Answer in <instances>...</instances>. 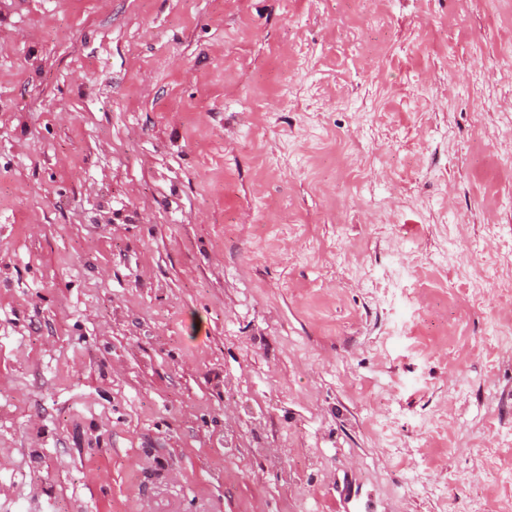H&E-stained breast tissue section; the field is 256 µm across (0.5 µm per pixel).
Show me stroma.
Here are the masks:
<instances>
[{"mask_svg":"<svg viewBox=\"0 0 512 512\" xmlns=\"http://www.w3.org/2000/svg\"><path fill=\"white\" fill-rule=\"evenodd\" d=\"M512 0H0V512H512Z\"/></svg>","mask_w":512,"mask_h":512,"instance_id":"stroma-1","label":"stroma"}]
</instances>
